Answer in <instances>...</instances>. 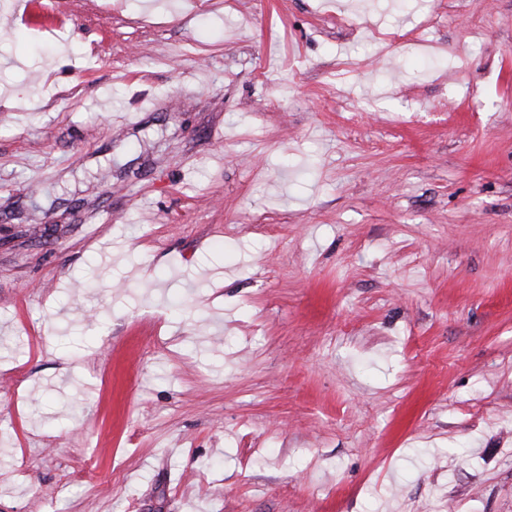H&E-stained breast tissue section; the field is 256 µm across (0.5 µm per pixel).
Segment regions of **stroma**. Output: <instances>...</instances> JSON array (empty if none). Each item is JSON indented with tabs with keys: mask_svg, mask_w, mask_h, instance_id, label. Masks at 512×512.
I'll list each match as a JSON object with an SVG mask.
<instances>
[{
	"mask_svg": "<svg viewBox=\"0 0 512 512\" xmlns=\"http://www.w3.org/2000/svg\"><path fill=\"white\" fill-rule=\"evenodd\" d=\"M25 2L0 512H512V0Z\"/></svg>",
	"mask_w": 512,
	"mask_h": 512,
	"instance_id": "35a3bbf8",
	"label": "stroma"
}]
</instances>
